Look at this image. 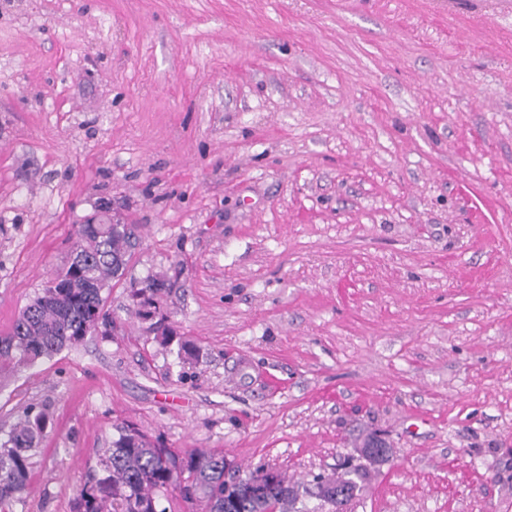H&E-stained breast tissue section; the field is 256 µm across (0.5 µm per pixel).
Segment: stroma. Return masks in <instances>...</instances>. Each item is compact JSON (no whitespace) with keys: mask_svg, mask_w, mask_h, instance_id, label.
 <instances>
[{"mask_svg":"<svg viewBox=\"0 0 512 512\" xmlns=\"http://www.w3.org/2000/svg\"><path fill=\"white\" fill-rule=\"evenodd\" d=\"M105 199L114 333L0 374L14 512L122 422L305 484L375 431L346 512H512V0H0V334ZM45 413L33 420L26 416L13 427L8 439L0 444V511L13 512L12 507L27 490L31 454L47 426Z\"/></svg>","mask_w":512,"mask_h":512,"instance_id":"stroma-1","label":"stroma"}]
</instances>
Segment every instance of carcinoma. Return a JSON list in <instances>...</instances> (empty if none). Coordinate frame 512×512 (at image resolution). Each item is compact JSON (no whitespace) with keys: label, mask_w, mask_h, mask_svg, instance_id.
Wrapping results in <instances>:
<instances>
[{"label":"carcinoma","mask_w":512,"mask_h":512,"mask_svg":"<svg viewBox=\"0 0 512 512\" xmlns=\"http://www.w3.org/2000/svg\"><path fill=\"white\" fill-rule=\"evenodd\" d=\"M131 224H79L69 263L34 294L0 336V372L33 366L86 339L87 329L106 317L105 290L118 283L136 248ZM48 417H25L0 444V512L27 490L31 452L38 447ZM118 438L99 459L109 473L103 485L90 473L75 497L73 512H166L158 496L180 490L188 512H302L297 504L308 487L284 475L261 496L239 486L224 495V453L176 452L132 425L116 426Z\"/></svg>","instance_id":"cac0c4a2"}]
</instances>
